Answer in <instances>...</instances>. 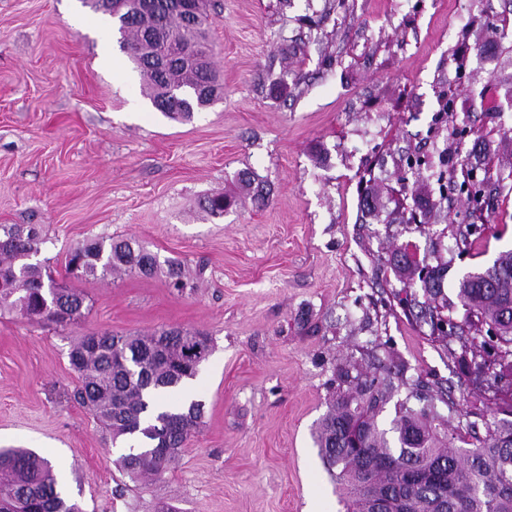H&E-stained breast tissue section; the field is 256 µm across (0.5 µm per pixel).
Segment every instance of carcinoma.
Masks as SVG:
<instances>
[{
	"label": "carcinoma",
	"mask_w": 512,
	"mask_h": 512,
	"mask_svg": "<svg viewBox=\"0 0 512 512\" xmlns=\"http://www.w3.org/2000/svg\"><path fill=\"white\" fill-rule=\"evenodd\" d=\"M110 16L119 22L122 47L148 83V95L157 110L174 120H187L193 106L208 102L207 92L221 91L211 62L203 59L209 15L202 11L198 27L189 30L168 8V0H115ZM165 32L163 41L145 51V34ZM171 57L164 69L151 59L158 53ZM174 87H188L195 97L170 101ZM231 201L222 192L203 198L202 210L213 218L224 216ZM41 238L36 228L0 225V307L40 311L59 303L70 312L69 323L82 314L84 296L71 288L43 287L53 281L47 261L37 259ZM167 270L170 286L183 288L180 265L150 252L134 238L93 237L74 247L66 271L77 279H105L116 273L150 277ZM457 298L467 323L455 337L462 350L487 345L499 350L487 368L490 376L512 371V251L461 278ZM200 344L210 352V339L194 330L169 328L149 336L110 332L82 336L70 345L72 369L82 384L73 399L88 409L112 440H134L119 457L121 470L133 481L161 474L179 457L202 417V404L173 402L158 405L197 371L179 369L184 350ZM329 411L316 423L314 444L336 481L349 512H512V404L495 403L470 415L483 421L485 435L474 436L467 447H452L448 432L437 427V407L421 403L408 387L397 401L388 429L378 416L398 386L380 377L342 370ZM8 512H81L68 502L52 463L30 449L0 448V510Z\"/></svg>",
	"instance_id": "carcinoma-1"
}]
</instances>
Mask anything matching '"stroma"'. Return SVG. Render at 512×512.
Segmentation results:
<instances>
[{
    "label": "stroma",
    "mask_w": 512,
    "mask_h": 512,
    "mask_svg": "<svg viewBox=\"0 0 512 512\" xmlns=\"http://www.w3.org/2000/svg\"><path fill=\"white\" fill-rule=\"evenodd\" d=\"M218 2L208 41L224 94L176 122L102 32L105 15L82 0H0V224L37 225L54 278L85 297L66 327L0 309V448L48 456L83 512H345L312 438L341 366L375 361L428 384L457 447L480 402L458 343L419 323L421 283L392 256L439 250L435 304L459 320V278L512 249V97L499 83L512 0ZM417 151L428 169H408ZM464 159L491 175L488 229L469 246L456 239L467 194L441 197L434 178L461 182ZM245 170L265 200L240 185ZM366 180L381 190L372 210ZM214 191L233 199L221 218L198 208ZM94 236L180 261L187 288L67 277L71 248ZM170 326L211 339L189 385L204 415L160 478L134 483L70 398L68 349Z\"/></svg>",
    "instance_id": "obj_1"
}]
</instances>
